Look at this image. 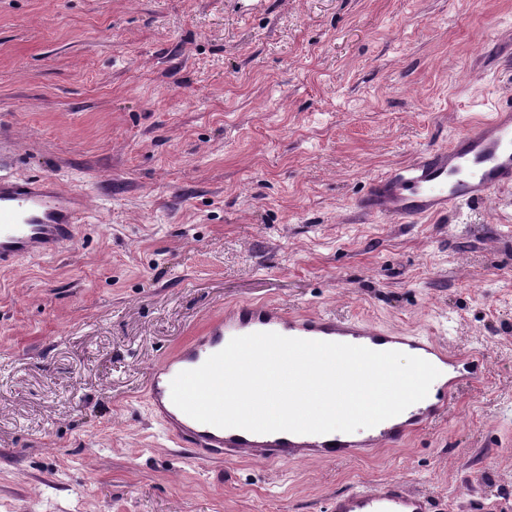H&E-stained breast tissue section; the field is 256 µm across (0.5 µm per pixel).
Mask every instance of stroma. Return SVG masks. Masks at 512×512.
<instances>
[{"mask_svg":"<svg viewBox=\"0 0 512 512\" xmlns=\"http://www.w3.org/2000/svg\"><path fill=\"white\" fill-rule=\"evenodd\" d=\"M512 98V0H0V173L89 211L0 270V512H327L390 480L512 512V187L416 223L370 178ZM483 353L446 417L353 460L194 459L143 397L240 303Z\"/></svg>","mask_w":512,"mask_h":512,"instance_id":"obj_1","label":"stroma"}]
</instances>
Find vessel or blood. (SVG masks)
I'll return each instance as SVG.
<instances>
[{
    "mask_svg": "<svg viewBox=\"0 0 512 512\" xmlns=\"http://www.w3.org/2000/svg\"><path fill=\"white\" fill-rule=\"evenodd\" d=\"M512 186V99L497 103L493 112L459 132L448 147L422 150L390 173L371 179L359 202L361 212L401 222L437 215L487 198ZM88 210L84 195L62 190L46 179L0 175V268L24 258L55 256L76 235ZM275 332L286 337L364 346L376 351H400L450 366L453 377L442 383L434 401L418 402L400 415L357 436L336 434L253 433L198 422L176 407L171 382L182 371L201 366L237 336ZM485 367L482 354L454 353L431 337L395 333L332 314H297L281 308L243 303L204 329L176 353L157 365L148 382V398L166 432L174 434L194 458L208 461L227 456L271 463L304 458H347L402 442L419 427L446 415L461 383L478 381ZM328 512H432L422 494L391 480L379 488L337 492Z\"/></svg>",
    "mask_w": 512,
    "mask_h": 512,
    "instance_id": "b4317fda",
    "label": "vessel or blood"
}]
</instances>
